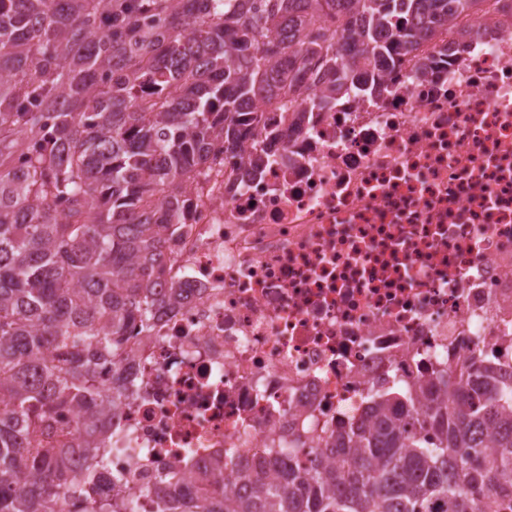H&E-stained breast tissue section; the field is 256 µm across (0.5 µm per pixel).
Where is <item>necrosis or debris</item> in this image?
<instances>
[{"instance_id":"1","label":"necrosis or debris","mask_w":512,"mask_h":512,"mask_svg":"<svg viewBox=\"0 0 512 512\" xmlns=\"http://www.w3.org/2000/svg\"><path fill=\"white\" fill-rule=\"evenodd\" d=\"M384 100L350 95L186 180L151 335L110 406L106 466L157 512L221 462L240 488L274 448L328 456L370 394L457 376L482 352L512 372V0L449 20Z\"/></svg>"}]
</instances>
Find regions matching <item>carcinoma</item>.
Here are the masks:
<instances>
[{"mask_svg": "<svg viewBox=\"0 0 512 512\" xmlns=\"http://www.w3.org/2000/svg\"><path fill=\"white\" fill-rule=\"evenodd\" d=\"M480 2L0 0V512H59L94 481L55 418L74 413L86 457L106 459L100 367L119 371L128 330L150 335L174 294L160 270L180 186L214 145L235 152L262 122L257 102L386 97L404 61ZM494 363L373 395L310 471L271 449L245 497L215 478L194 496L162 480L159 512H512V374ZM83 512L134 510L116 492Z\"/></svg>", "mask_w": 512, "mask_h": 512, "instance_id": "obj_1", "label": "carcinoma"}]
</instances>
